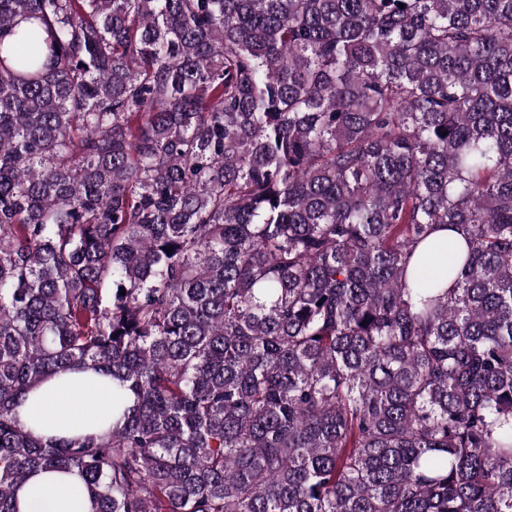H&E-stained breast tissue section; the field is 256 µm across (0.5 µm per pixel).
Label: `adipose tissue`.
<instances>
[{
  "label": "adipose tissue",
  "instance_id": "1",
  "mask_svg": "<svg viewBox=\"0 0 512 512\" xmlns=\"http://www.w3.org/2000/svg\"><path fill=\"white\" fill-rule=\"evenodd\" d=\"M25 427L40 437H68L112 425V379L93 372H61L36 386L18 408ZM19 512H93L78 473L40 471L17 492Z\"/></svg>",
  "mask_w": 512,
  "mask_h": 512
}]
</instances>
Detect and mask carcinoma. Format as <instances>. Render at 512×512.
Segmentation results:
<instances>
[{
  "label": "carcinoma",
  "instance_id": "1",
  "mask_svg": "<svg viewBox=\"0 0 512 512\" xmlns=\"http://www.w3.org/2000/svg\"><path fill=\"white\" fill-rule=\"evenodd\" d=\"M88 370L112 428L25 429ZM39 469L512 512V0H0V512Z\"/></svg>",
  "mask_w": 512,
  "mask_h": 512
}]
</instances>
